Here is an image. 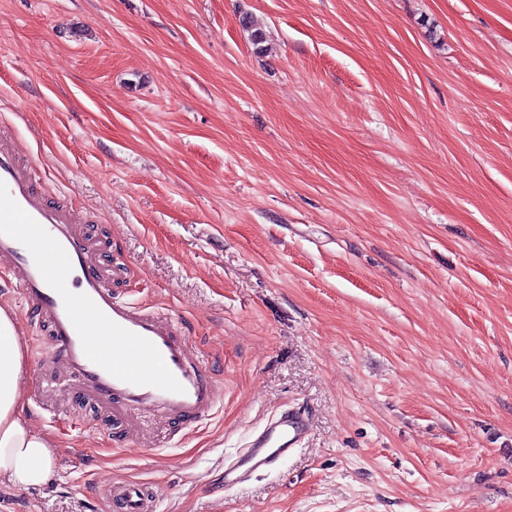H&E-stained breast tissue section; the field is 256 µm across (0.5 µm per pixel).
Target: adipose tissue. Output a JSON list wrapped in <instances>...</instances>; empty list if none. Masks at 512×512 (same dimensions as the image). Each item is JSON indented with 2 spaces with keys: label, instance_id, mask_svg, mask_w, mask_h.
Here are the masks:
<instances>
[{
  "label": "adipose tissue",
  "instance_id": "adipose-tissue-1",
  "mask_svg": "<svg viewBox=\"0 0 512 512\" xmlns=\"http://www.w3.org/2000/svg\"><path fill=\"white\" fill-rule=\"evenodd\" d=\"M19 329L14 311L0 305V484L35 489L51 477L56 442L36 433L19 413L26 362Z\"/></svg>",
  "mask_w": 512,
  "mask_h": 512
}]
</instances>
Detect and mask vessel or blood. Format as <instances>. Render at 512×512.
<instances>
[{"mask_svg":"<svg viewBox=\"0 0 512 512\" xmlns=\"http://www.w3.org/2000/svg\"><path fill=\"white\" fill-rule=\"evenodd\" d=\"M39 180L37 162L23 158L16 139L0 135V266L12 274L34 323L50 330L42 357L126 426L146 410L159 411L170 426H198L217 406L220 387L182 322L117 294L100 242L75 211L48 201ZM308 433L303 412L273 415L225 465V486L270 470ZM155 508L156 494L145 484H113L108 512Z\"/></svg>","mask_w":512,"mask_h":512,"instance_id":"1","label":"vessel or blood"}]
</instances>
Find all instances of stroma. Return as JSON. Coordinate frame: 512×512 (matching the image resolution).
Returning a JSON list of instances; mask_svg holds the SVG:
<instances>
[{"label":"stroma","instance_id":"1","mask_svg":"<svg viewBox=\"0 0 512 512\" xmlns=\"http://www.w3.org/2000/svg\"><path fill=\"white\" fill-rule=\"evenodd\" d=\"M0 130L223 390L122 443L29 356L58 448L0 512H512V0H0ZM286 407L303 446L225 488ZM106 507L110 512H154L156 493L141 482L117 481L112 486Z\"/></svg>","mask_w":512,"mask_h":512}]
</instances>
